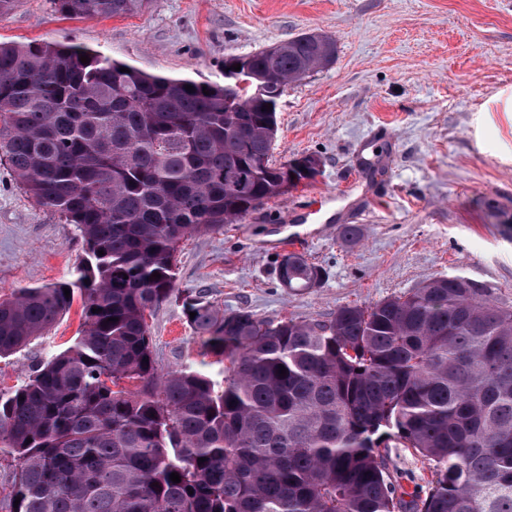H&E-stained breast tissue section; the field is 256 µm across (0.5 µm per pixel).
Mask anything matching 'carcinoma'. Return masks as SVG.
Listing matches in <instances>:
<instances>
[{
	"instance_id": "1",
	"label": "carcinoma",
	"mask_w": 512,
	"mask_h": 512,
	"mask_svg": "<svg viewBox=\"0 0 512 512\" xmlns=\"http://www.w3.org/2000/svg\"><path fill=\"white\" fill-rule=\"evenodd\" d=\"M150 2L53 0L68 18ZM282 48L250 54L253 72L285 85L320 68L303 35ZM268 103L61 42L0 44V158L85 244L72 279L0 301V358L77 296L83 315L72 346L0 391L13 512H512V307L462 276L322 322L188 295L187 323L224 357V387L158 372L147 314L173 291L184 238L297 187L271 160ZM276 274L312 288L324 272L289 252ZM390 438L433 465L426 496L398 493Z\"/></svg>"
}]
</instances>
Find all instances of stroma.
<instances>
[{
  "instance_id": "obj_1",
  "label": "stroma",
  "mask_w": 512,
  "mask_h": 512,
  "mask_svg": "<svg viewBox=\"0 0 512 512\" xmlns=\"http://www.w3.org/2000/svg\"><path fill=\"white\" fill-rule=\"evenodd\" d=\"M312 30L336 59L278 99L273 163L313 155L318 176L221 230L185 239L176 294L149 317L161 371L223 383L204 355L181 294L269 320H328L448 274L512 305V0H153L141 13L69 19L51 0H17L0 42H71L142 71L220 83L224 61ZM357 225V240L340 228ZM321 266L314 288L281 287L288 242ZM84 242L39 206L0 161V301L15 289L68 280ZM82 302L43 336L0 359V390L71 346ZM400 490L426 494L432 467L391 445Z\"/></svg>"
}]
</instances>
